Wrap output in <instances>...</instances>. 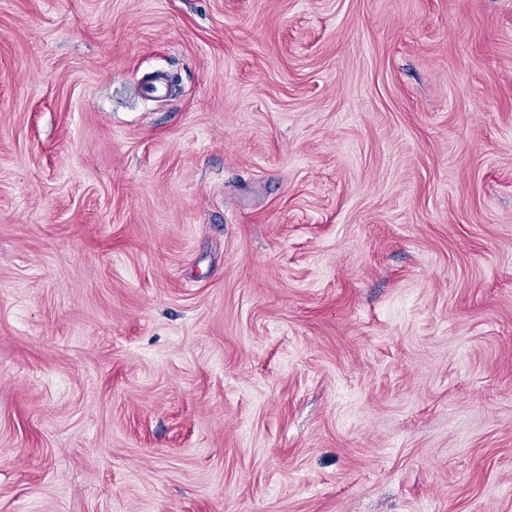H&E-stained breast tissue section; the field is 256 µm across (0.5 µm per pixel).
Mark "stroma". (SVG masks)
I'll use <instances>...</instances> for the list:
<instances>
[{
	"instance_id": "stroma-1",
	"label": "stroma",
	"mask_w": 512,
	"mask_h": 512,
	"mask_svg": "<svg viewBox=\"0 0 512 512\" xmlns=\"http://www.w3.org/2000/svg\"><path fill=\"white\" fill-rule=\"evenodd\" d=\"M0 512H512V0H0Z\"/></svg>"
}]
</instances>
